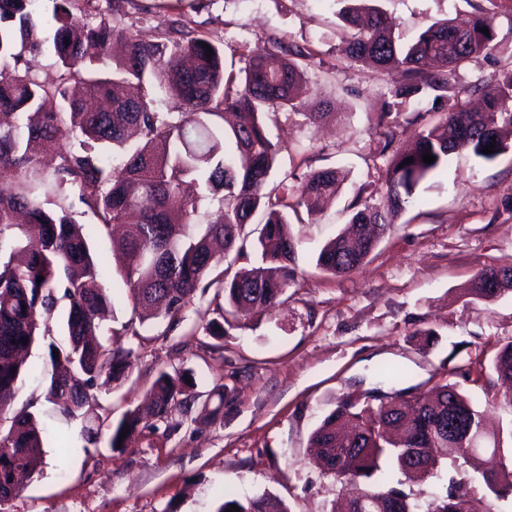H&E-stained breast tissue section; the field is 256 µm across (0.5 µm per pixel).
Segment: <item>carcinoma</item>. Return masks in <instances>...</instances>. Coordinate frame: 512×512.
I'll use <instances>...</instances> for the list:
<instances>
[{"mask_svg": "<svg viewBox=\"0 0 512 512\" xmlns=\"http://www.w3.org/2000/svg\"><path fill=\"white\" fill-rule=\"evenodd\" d=\"M78 2L55 0L52 17L45 19L38 0H0V61L17 63L26 51L48 50L60 68L50 86L16 65L0 70V112L16 115L15 124L0 125V182L10 186L0 191V503L21 493L17 473L35 474L43 466L45 427L38 414L27 407L8 411L27 372L21 353L53 335L51 314L59 303L66 302L61 317L67 341L48 344L46 399L61 416L89 420L92 390L128 376L132 366L133 349L97 339L100 315L113 305L114 294L84 225L67 213L68 191L99 218L98 231L126 225L119 275L131 318L122 335H140L139 326L150 320H179L198 290L212 288L215 307L204 311L202 329L222 339L226 308L258 315L288 300L296 241L286 210L312 214L344 181L341 171L326 168L308 173L293 192L284 180L270 186L281 147L265 116L295 108L310 49L270 39L261 51L240 54L244 66L228 73L224 49L187 29L181 17L146 40L120 17L90 21ZM341 2L338 16L352 30L348 57L377 69H404L406 82L392 91L384 116L412 101L430 98L432 105L416 111L414 123L422 129L414 148L385 141L378 199L358 205L347 231L319 253L316 266L334 276L364 266L393 214L410 203L422 181L448 166L453 153L467 150L491 161L509 149L501 133L512 132V68L469 88L483 98L480 111L448 95L455 72L493 41V12L463 24L435 21L400 44L386 11L365 5L367 0ZM205 44L213 50L210 57ZM162 98L172 111L158 110ZM431 114L437 119L427 120ZM64 136L78 147L62 149L53 169H44L37 145ZM491 144L494 153H483ZM425 154L435 161L424 162ZM189 182L218 199L214 220L195 222L200 198L185 193ZM259 212L258 236L251 241L245 226ZM249 243L260 264L247 275L231 274ZM510 292L512 268H482L465 289L482 302ZM491 369L507 385L505 402L512 406V338L499 344ZM190 378L160 371L147 406L127 411L111 429L109 448H124L140 426L165 420ZM446 431L461 445L468 436L478 445L486 435L483 412L458 383L442 378L429 396L412 402L345 401L315 429L310 447L320 449L321 468L331 464L340 472L344 494L337 512H392V496L400 498L398 512H418L405 486L437 475L448 451ZM493 450L504 464L482 479L495 498L505 499L512 495L509 449L496 438ZM387 462L402 478L378 487L371 479ZM232 505L240 512H290L267 497L229 493L216 512ZM425 512H473L466 480L449 477Z\"/></svg>", "mask_w": 512, "mask_h": 512, "instance_id": "obj_1", "label": "carcinoma"}]
</instances>
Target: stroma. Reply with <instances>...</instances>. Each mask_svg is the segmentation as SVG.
Listing matches in <instances>:
<instances>
[{"label": "stroma", "instance_id": "1", "mask_svg": "<svg viewBox=\"0 0 512 512\" xmlns=\"http://www.w3.org/2000/svg\"><path fill=\"white\" fill-rule=\"evenodd\" d=\"M127 24L154 34L171 14L184 12L192 27L224 49L226 70L241 66L237 48L257 50L277 37L312 49L306 67L310 90L299 109L278 110L270 127L282 147L275 180L299 185L320 168L347 171L336 198L315 214L291 221L297 242L295 275L287 304L262 315H232L223 341L201 332L199 314L211 294H196L174 325L157 322L140 336L121 335L131 311L115 298L102 337L133 349L128 377L94 392L88 425L98 429L96 448L84 451L82 421L65 422L45 399L47 344H35L30 369L11 404L33 407L53 429L44 466L19 497L0 512H215L224 490L240 497L272 495L290 512H330L340 484L312 461L309 439L349 395L379 391L425 393L458 368L460 383L488 416L490 434L512 426L494 372L481 384L461 375L470 357L492 358L499 340L512 338V294L491 303L464 297L484 267H512V148L485 161L468 151L453 154L396 214L365 266L345 277L320 271L316 259L350 218V204L380 188L386 158L375 118L404 80L401 69L380 71L350 62L344 48L351 31L338 17L336 0H119ZM394 18L402 41H412L435 20L467 21L487 0H379ZM512 63V0H500L495 36L487 54L454 75L470 88ZM332 106L322 121L306 114L315 102ZM436 339L422 348L415 333ZM386 365L406 377L380 382ZM193 371L196 382L179 396L167 419L139 428L126 448L110 450L108 437L122 415L142 404L159 371ZM224 387V416L205 424L213 390ZM448 457L439 476L411 486L427 506L448 477L465 473L478 512H512V498L496 501L479 468Z\"/></svg>", "mask_w": 512, "mask_h": 512}]
</instances>
